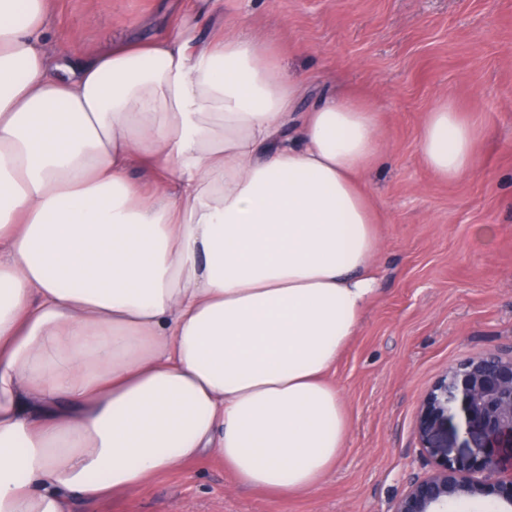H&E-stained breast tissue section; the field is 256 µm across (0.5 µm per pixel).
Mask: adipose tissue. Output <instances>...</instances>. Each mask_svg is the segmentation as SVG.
<instances>
[{
  "mask_svg": "<svg viewBox=\"0 0 512 512\" xmlns=\"http://www.w3.org/2000/svg\"><path fill=\"white\" fill-rule=\"evenodd\" d=\"M51 6L0 0V512L207 456L313 490L350 426L328 375L379 292L376 112L300 111L271 41L233 31L55 57ZM475 139L445 101L419 148L454 181Z\"/></svg>",
  "mask_w": 512,
  "mask_h": 512,
  "instance_id": "adipose-tissue-1",
  "label": "adipose tissue"
}]
</instances>
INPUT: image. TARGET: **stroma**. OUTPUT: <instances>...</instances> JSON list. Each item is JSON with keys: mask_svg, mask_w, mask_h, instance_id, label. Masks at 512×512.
<instances>
[{"mask_svg": "<svg viewBox=\"0 0 512 512\" xmlns=\"http://www.w3.org/2000/svg\"><path fill=\"white\" fill-rule=\"evenodd\" d=\"M53 0L52 55L118 39L197 40L225 29L274 38L299 109L353 93L379 118L383 157L360 177L376 206L380 292L331 379L350 432L317 488L288 498L248 489L205 457L72 512H392L429 465L421 402L446 368L512 351V0ZM448 100L477 131L472 172L446 181L419 135Z\"/></svg>", "mask_w": 512, "mask_h": 512, "instance_id": "1", "label": "stroma"}]
</instances>
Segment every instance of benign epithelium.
<instances>
[{"instance_id": "1", "label": "benign epithelium", "mask_w": 512, "mask_h": 512, "mask_svg": "<svg viewBox=\"0 0 512 512\" xmlns=\"http://www.w3.org/2000/svg\"><path fill=\"white\" fill-rule=\"evenodd\" d=\"M464 415V434L453 425ZM418 438L432 469L412 479L393 512H448V505H512V353L468 358L425 395Z\"/></svg>"}]
</instances>
